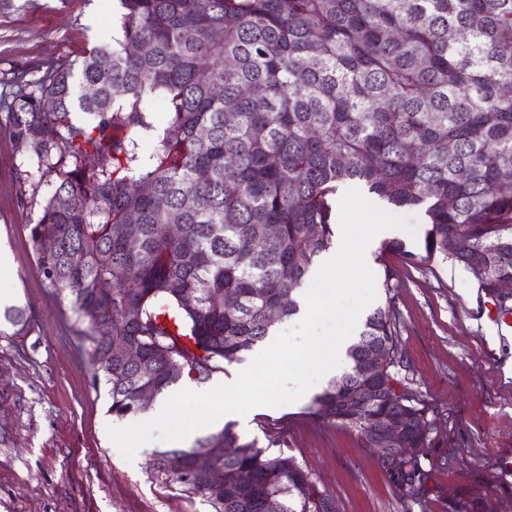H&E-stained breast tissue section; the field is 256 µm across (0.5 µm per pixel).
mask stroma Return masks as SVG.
Listing matches in <instances>:
<instances>
[{"label": "stroma", "mask_w": 512, "mask_h": 512, "mask_svg": "<svg viewBox=\"0 0 512 512\" xmlns=\"http://www.w3.org/2000/svg\"><path fill=\"white\" fill-rule=\"evenodd\" d=\"M120 12L119 0H0V96L17 70L57 59L77 64L102 34L121 38ZM29 168L0 134V245L11 255L0 287L38 315L27 337L0 333V512H211L201 497L154 478V453L170 442L150 441L128 461L109 438L108 426L133 419L109 414L108 388L93 381L69 299L37 269L29 226L52 186ZM26 174L39 184L28 205L17 193ZM404 241L405 252L372 253L375 277L392 273L373 305L396 313L399 379L440 412L435 444L421 458L429 488L423 504L404 509L357 433L309 414L323 383L238 428L260 444H280L333 497L336 512H448L449 500L486 470L512 466V325L461 267L423 259V228Z\"/></svg>", "instance_id": "stroma-1"}]
</instances>
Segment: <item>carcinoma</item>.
Masks as SVG:
<instances>
[{"instance_id": "obj_1", "label": "carcinoma", "mask_w": 512, "mask_h": 512, "mask_svg": "<svg viewBox=\"0 0 512 512\" xmlns=\"http://www.w3.org/2000/svg\"><path fill=\"white\" fill-rule=\"evenodd\" d=\"M122 39L15 77L0 98L9 135L52 178L30 242L37 269L67 293L76 333L89 342L108 412L136 415L139 393L160 396L183 376L202 382L270 335L315 258L335 237L340 186L361 183L394 210L426 218V259L451 260L495 299L512 281V0H120ZM131 45L145 51L132 54ZM170 119L154 131L145 98ZM277 226L274 235L267 233ZM176 225L171 237L166 227ZM196 303L188 308L183 295ZM3 321L27 336L36 313L10 306ZM142 347L129 363L113 343ZM380 349L389 382L376 399L358 368ZM349 369L313 397L309 414L356 432L399 416L411 448L433 446L414 426L435 408L397 389L402 366L391 307L369 314L348 346ZM365 399L345 401L350 387ZM229 449L224 485L192 470L211 441ZM184 469L168 468L176 457ZM283 450L247 440L229 422L189 448L155 453V477L203 498L213 512H335L310 470ZM403 505L420 500V457L387 468ZM512 468L486 473L448 512H512Z\"/></svg>"}]
</instances>
